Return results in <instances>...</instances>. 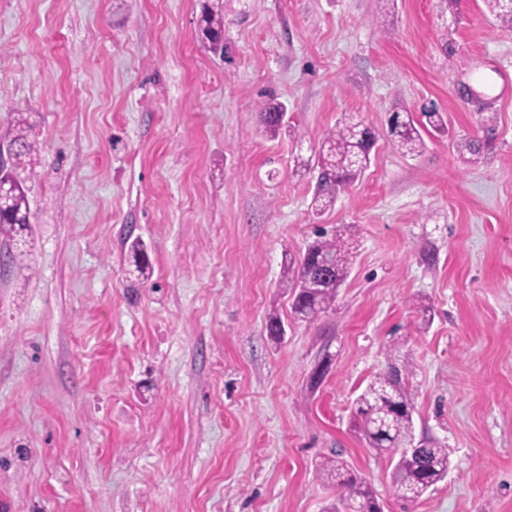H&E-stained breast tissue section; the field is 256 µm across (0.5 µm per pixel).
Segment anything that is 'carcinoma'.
I'll return each instance as SVG.
<instances>
[{
    "label": "carcinoma",
    "instance_id": "1",
    "mask_svg": "<svg viewBox=\"0 0 512 512\" xmlns=\"http://www.w3.org/2000/svg\"><path fill=\"white\" fill-rule=\"evenodd\" d=\"M489 13L504 27H512V8L507 0H485ZM199 43L208 50L224 52V19L209 3L203 5ZM286 107L268 101L258 112V121L267 131L283 126ZM395 122L388 125L393 145L406 156H415L425 141L412 113H395ZM377 134L361 120L348 118L329 133L315 158L318 183L311 207L321 214L336 200V193L364 173L371 163L372 149L367 140ZM10 144L16 147L9 173L12 188L0 204V238L20 241L30 224L28 188L19 169L22 158L34 152V143L27 132L18 129ZM133 264L139 274L148 267L140 241L130 246ZM354 260L353 251L340 230L318 233L307 246L300 261L289 262L291 278V310L302 321L312 322L335 306L339 288L348 278ZM408 359L396 354L387 368L375 375L353 402L352 420L370 447L381 455L395 459L392 485L396 495L405 502L417 503L448 475L452 450L436 439L427 442L421 457L405 455L402 448L413 436V406L407 388ZM320 470L325 479L336 487V512H381L377 498L367 481L358 476L347 461L340 457L324 460Z\"/></svg>",
    "mask_w": 512,
    "mask_h": 512
}]
</instances>
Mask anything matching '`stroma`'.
Wrapping results in <instances>:
<instances>
[{
  "label": "stroma",
  "instance_id": "35a3bbf8",
  "mask_svg": "<svg viewBox=\"0 0 512 512\" xmlns=\"http://www.w3.org/2000/svg\"><path fill=\"white\" fill-rule=\"evenodd\" d=\"M202 3L0 0V134L35 144L0 267V512H324L336 454L382 512H512V31L483 0H222L215 55ZM432 105L447 134L401 155L389 115ZM345 115L380 139L316 217L306 163ZM346 225L334 308L295 319L289 259ZM395 350L416 439L453 450L412 506L350 414ZM197 36L199 43L213 53L224 52V19L212 4L203 5ZM287 113L286 107L274 100L268 101L258 112V121L266 131L275 132L284 125L283 121Z\"/></svg>",
  "mask_w": 512,
  "mask_h": 512
}]
</instances>
